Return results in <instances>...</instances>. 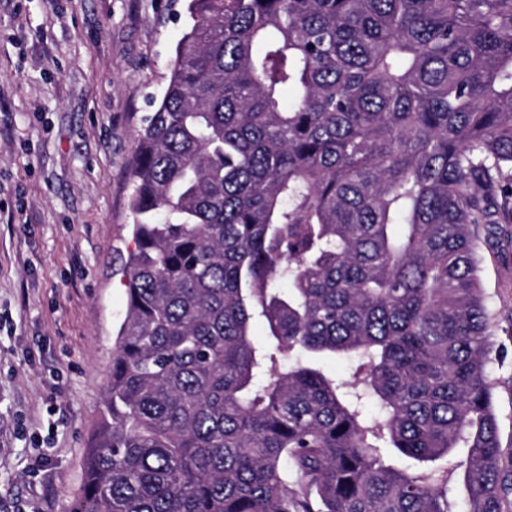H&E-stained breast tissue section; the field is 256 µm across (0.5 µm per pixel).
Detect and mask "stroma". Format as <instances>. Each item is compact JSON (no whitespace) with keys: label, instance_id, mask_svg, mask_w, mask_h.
Returning <instances> with one entry per match:
<instances>
[{"label":"stroma","instance_id":"1","mask_svg":"<svg viewBox=\"0 0 512 512\" xmlns=\"http://www.w3.org/2000/svg\"><path fill=\"white\" fill-rule=\"evenodd\" d=\"M186 0H0V512H70L126 310L128 171ZM512 447V223L479 227Z\"/></svg>","mask_w":512,"mask_h":512}]
</instances>
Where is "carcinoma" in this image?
Returning <instances> with one entry per match:
<instances>
[{"label":"carcinoma","instance_id":"obj_1","mask_svg":"<svg viewBox=\"0 0 512 512\" xmlns=\"http://www.w3.org/2000/svg\"><path fill=\"white\" fill-rule=\"evenodd\" d=\"M188 12L71 512H512L473 228L512 222V0Z\"/></svg>","mask_w":512,"mask_h":512}]
</instances>
